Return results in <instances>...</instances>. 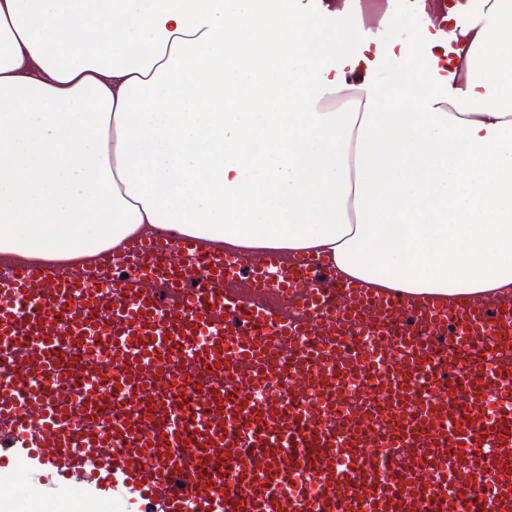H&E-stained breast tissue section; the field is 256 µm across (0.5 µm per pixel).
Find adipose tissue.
Masks as SVG:
<instances>
[{
	"instance_id": "1",
	"label": "adipose tissue",
	"mask_w": 512,
	"mask_h": 512,
	"mask_svg": "<svg viewBox=\"0 0 512 512\" xmlns=\"http://www.w3.org/2000/svg\"><path fill=\"white\" fill-rule=\"evenodd\" d=\"M438 32L402 109L284 0H0V259L166 228L323 260L374 294L512 298V0Z\"/></svg>"
}]
</instances>
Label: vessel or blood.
I'll use <instances>...</instances> for the list:
<instances>
[{"label":"vessel or blood","mask_w":512,"mask_h":512,"mask_svg":"<svg viewBox=\"0 0 512 512\" xmlns=\"http://www.w3.org/2000/svg\"><path fill=\"white\" fill-rule=\"evenodd\" d=\"M120 263L0 279L1 484L113 512H470L476 476L512 512V306L319 288L318 260L191 240Z\"/></svg>","instance_id":"1"}]
</instances>
